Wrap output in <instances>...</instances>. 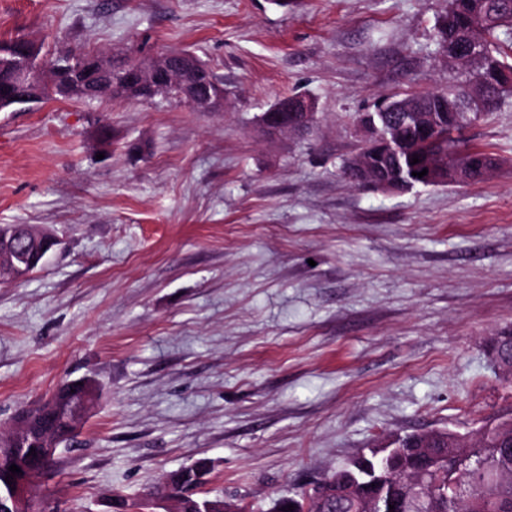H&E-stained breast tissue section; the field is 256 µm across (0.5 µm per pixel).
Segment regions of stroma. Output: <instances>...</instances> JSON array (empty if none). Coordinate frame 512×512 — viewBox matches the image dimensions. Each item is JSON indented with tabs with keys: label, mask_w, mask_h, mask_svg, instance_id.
<instances>
[{
	"label": "stroma",
	"mask_w": 512,
	"mask_h": 512,
	"mask_svg": "<svg viewBox=\"0 0 512 512\" xmlns=\"http://www.w3.org/2000/svg\"><path fill=\"white\" fill-rule=\"evenodd\" d=\"M447 0H0V40L118 58L185 49L228 107L49 99L0 112V225L60 247L0 284V431L60 386L95 411L38 494L112 512L211 461L204 490L274 503L399 435L512 409L490 339L512 326V102L466 129L485 182L386 194L348 183L354 117L446 87ZM317 129L265 137L280 96Z\"/></svg>",
	"instance_id": "obj_1"
}]
</instances>
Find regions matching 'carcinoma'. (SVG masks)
I'll return each instance as SVG.
<instances>
[{
    "instance_id": "obj_1",
    "label": "carcinoma",
    "mask_w": 512,
    "mask_h": 512,
    "mask_svg": "<svg viewBox=\"0 0 512 512\" xmlns=\"http://www.w3.org/2000/svg\"><path fill=\"white\" fill-rule=\"evenodd\" d=\"M433 39L444 65L462 80L443 89L414 92L404 96L392 95L394 106L413 105L411 112L375 110L355 117L358 123L389 121L397 129L395 152L375 157L370 151V174L360 180L343 164L344 178L355 186L382 181H401L405 188L415 186L440 187L455 184L454 173L463 175L462 185L480 183L485 173L497 165L496 158L487 152L466 148L463 133L472 124L487 118L500 102L512 97V0H448V9L433 26ZM88 51H68L44 60V66L70 61L65 80L69 100L93 101L84 92L82 58ZM198 84L199 94L224 88V82L210 67L187 72ZM480 82L494 104L488 108L469 106V89ZM117 99L153 101L157 98L176 99L175 90L162 83L150 86L123 87ZM428 122H418L419 113ZM420 162L411 164L413 156ZM448 172L450 180L434 181L418 178L414 173L431 164ZM489 355L503 362V370L512 363V328L499 330L491 339ZM80 386L65 385L53 396L54 410L32 408L24 413V438L18 447L34 448L48 433L56 434L63 447L74 443L76 434L67 428L66 417L70 404L77 398ZM404 452L394 458L386 473L381 500L402 503L400 512H512V411L484 424L455 452L444 441L435 440L429 433L402 437ZM185 502L184 512H195L207 502L217 500L199 497L201 484L182 471L163 477ZM292 512H371L369 501L352 494L331 495L319 499L318 491L303 489L288 498Z\"/></svg>"
}]
</instances>
